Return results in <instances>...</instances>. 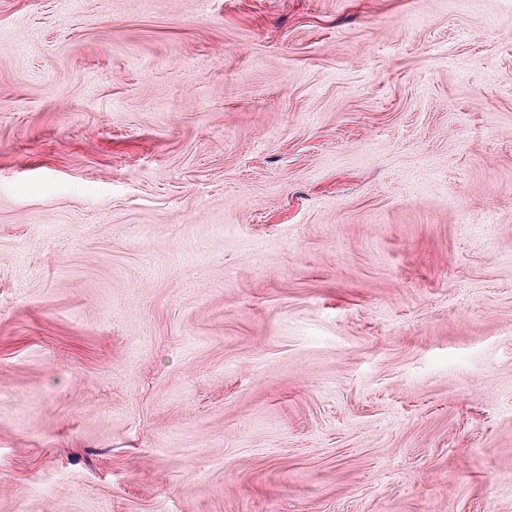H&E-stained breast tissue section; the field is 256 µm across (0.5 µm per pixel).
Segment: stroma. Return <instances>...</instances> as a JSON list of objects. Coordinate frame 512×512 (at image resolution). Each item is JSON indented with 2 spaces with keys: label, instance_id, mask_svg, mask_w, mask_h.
<instances>
[{
  "label": "stroma",
  "instance_id": "stroma-1",
  "mask_svg": "<svg viewBox=\"0 0 512 512\" xmlns=\"http://www.w3.org/2000/svg\"><path fill=\"white\" fill-rule=\"evenodd\" d=\"M0 512H512V0H0Z\"/></svg>",
  "mask_w": 512,
  "mask_h": 512
}]
</instances>
